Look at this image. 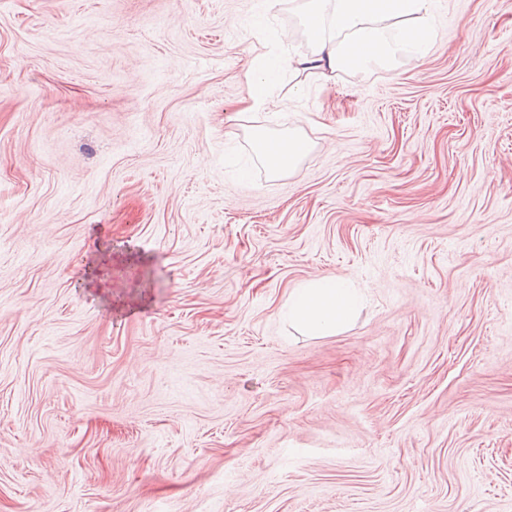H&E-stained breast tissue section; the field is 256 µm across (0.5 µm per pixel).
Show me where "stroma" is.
I'll return each mask as SVG.
<instances>
[{"label": "stroma", "instance_id": "stroma-1", "mask_svg": "<svg viewBox=\"0 0 512 512\" xmlns=\"http://www.w3.org/2000/svg\"><path fill=\"white\" fill-rule=\"evenodd\" d=\"M303 9L0 0V512H512V0L244 112ZM277 64L271 53L264 55L253 70L248 83V106L244 112H257L265 109L271 102L269 84L274 76ZM255 150L265 169L282 176L296 167L308 150V144L296 136H277L260 132L254 137ZM357 300L345 281L320 278L313 288H301L289 297L288 318L311 335H323L348 322Z\"/></svg>", "mask_w": 512, "mask_h": 512}]
</instances>
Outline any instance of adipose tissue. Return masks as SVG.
I'll use <instances>...</instances> for the list:
<instances>
[{"label": "adipose tissue", "instance_id": "adipose-tissue-1", "mask_svg": "<svg viewBox=\"0 0 512 512\" xmlns=\"http://www.w3.org/2000/svg\"><path fill=\"white\" fill-rule=\"evenodd\" d=\"M431 0H309L304 12L305 34L313 51L292 62L293 71L329 79L342 68H366L391 63L404 46L425 54L424 33ZM396 19L403 26L394 39L382 33L383 21ZM255 150L265 169L282 176L296 167L308 144L296 136L258 133ZM357 310L355 295L345 281L318 279L289 298L288 317L312 335L336 330Z\"/></svg>", "mask_w": 512, "mask_h": 512}]
</instances>
